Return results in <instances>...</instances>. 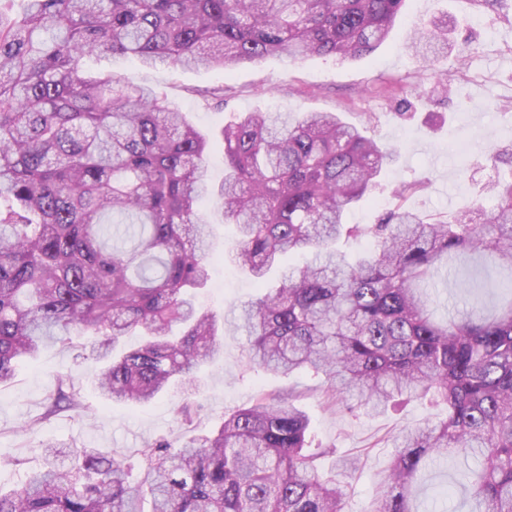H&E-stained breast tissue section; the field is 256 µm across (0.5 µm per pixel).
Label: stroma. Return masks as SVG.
I'll list each match as a JSON object with an SVG mask.
<instances>
[{"label": "stroma", "instance_id": "35a3bbf8", "mask_svg": "<svg viewBox=\"0 0 512 512\" xmlns=\"http://www.w3.org/2000/svg\"><path fill=\"white\" fill-rule=\"evenodd\" d=\"M447 23L448 47L430 63L418 62L409 37L418 26ZM468 44L466 64H459L457 47ZM86 70L99 78L125 77L154 90L166 102L186 112L211 137L208 156L213 181L224 176V144L220 130L246 112H336L352 123L368 121V133L378 142L399 148L396 160L380 178L378 188L348 215L351 224H375L392 209V190L405 181L423 180L427 187L409 197L406 207L421 212H455L476 203L489 208L493 198L483 191L497 173L512 171L487 162L489 150L512 149V0H407L390 37L371 55L347 61L311 57L292 61L271 56L231 71L196 70L179 66L146 68L132 58L94 56ZM452 77L444 90L443 74ZM220 86L223 105L205 102L200 89ZM200 216L213 226V273L199 290L197 301L208 311L232 318L236 306L254 298L253 281L230 259L232 225L224 223L212 203ZM88 338L44 349L33 362L19 363L13 381L0 387V486L12 488L41 464L40 441L76 442L113 451L134 463L135 481H143L141 451L146 443L168 440L179 444L213 430L226 414L250 405L259 391L294 390L297 403L311 417L319 437L349 455L364 454L365 467L352 481L345 512H367L371 495L384 479L392 437L400 429L437 417L428 403L413 401L402 410L379 414L349 413L326 406L316 378L299 373L283 377L254 371L246 357V338L233 326L224 328V358L199 374L192 396L196 411L191 422L175 411L185 399L171 390L145 404L103 402L88 374ZM71 377L87 414L61 409L42 419L44 407L57 392L58 376ZM36 422L35 433L23 427ZM22 458L12 466L10 458ZM463 464L448 456L429 471L417 490L420 512H467L470 501L460 486Z\"/></svg>", "mask_w": 512, "mask_h": 512}]
</instances>
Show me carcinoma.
<instances>
[{
	"label": "carcinoma",
	"mask_w": 512,
	"mask_h": 512,
	"mask_svg": "<svg viewBox=\"0 0 512 512\" xmlns=\"http://www.w3.org/2000/svg\"><path fill=\"white\" fill-rule=\"evenodd\" d=\"M405 2L28 0L20 19L0 12V385L19 361L93 336L103 399L191 390L224 354L217 315L192 294L210 279L211 225L198 215L208 200L236 225L233 260L259 289L235 315L254 368L306 372L326 400L367 413L417 397L444 406L394 437L366 512H418L423 471L450 453L481 457L468 475L471 512H512V299L446 321L426 301L439 269L472 255L497 259L507 281L461 286L512 296V176L486 185L490 210L423 215L404 201L426 184L406 182L379 223L349 224L397 152L365 127L332 112L245 113L220 132L216 184L210 137L185 113L84 67L98 53L225 72L274 55L353 60L382 44ZM446 44L448 33L425 27L410 37L425 63ZM365 235V254L340 249ZM292 252L309 258L269 286ZM125 336L143 341L119 351ZM62 406L86 410L60 387L44 416ZM41 448L42 468L0 488V512H144L132 468L112 452ZM336 454L291 395L261 393L207 435L146 444L149 512H344L362 461Z\"/></svg>",
	"instance_id": "cac0c4a2"
}]
</instances>
